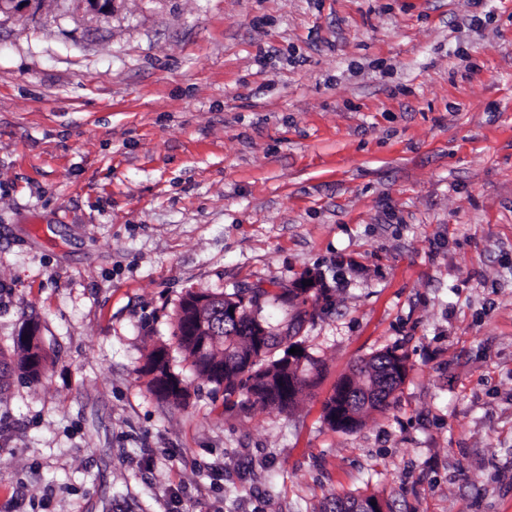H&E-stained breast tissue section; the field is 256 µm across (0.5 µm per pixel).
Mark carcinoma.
Returning a JSON list of instances; mask_svg holds the SVG:
<instances>
[{"label": "carcinoma", "mask_w": 512, "mask_h": 512, "mask_svg": "<svg viewBox=\"0 0 512 512\" xmlns=\"http://www.w3.org/2000/svg\"><path fill=\"white\" fill-rule=\"evenodd\" d=\"M250 295L242 308L239 323L224 325V303ZM195 292L189 291L182 299L175 317L174 336L185 358L196 371L219 388H224V403L243 397L265 407L285 410L296 402L288 395V365L284 357L288 349L300 345L298 333L304 322L303 313L273 326L259 312L260 294L238 289L223 294L224 300L213 305L209 312L213 335L203 338L195 335L191 301ZM267 330L261 345L254 341V329ZM404 357L391 350L373 355L368 365L359 368L360 381L353 392L334 390L326 405H336V412L346 414L352 410L364 416L370 410L381 409L397 387L384 381L386 367ZM46 356L34 334L19 338L17 359L11 361L0 354V392L9 377L19 371L39 381L45 374ZM141 372L149 376L148 388L156 396L182 404L188 397V388L178 374L171 371L169 354L163 345L155 346L146 355Z\"/></svg>", "instance_id": "cac0c4a2"}]
</instances>
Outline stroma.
Segmentation results:
<instances>
[{
  "mask_svg": "<svg viewBox=\"0 0 512 512\" xmlns=\"http://www.w3.org/2000/svg\"><path fill=\"white\" fill-rule=\"evenodd\" d=\"M328 284L290 410L224 407L190 290ZM0 512H512V0H46L0 10ZM167 345L190 390L140 369ZM392 350L389 407L337 381ZM34 333L20 336L16 361L8 360L0 354V393L7 385L9 377L16 371L39 381L45 374L46 356ZM141 372L151 376L148 388L156 396L176 405L186 401L188 388L183 379L171 371L169 354L164 345L154 346L151 349ZM404 356L398 355L395 351L386 350L373 355L368 363L359 368L360 381L355 384V388L352 394L347 391L345 394L339 392V387L343 379L336 385L333 395L328 399L325 404V410L331 405L336 412L343 413L346 415L348 412H352L356 408V413L359 419L356 420L355 424L351 427H342V431H352L358 427L362 421L363 416L369 410L381 409L387 405L386 400L400 387L403 383L406 375V367L404 374L400 379V384L394 386L384 381L386 375V367L393 363V361H403ZM368 365L372 369V372L368 370ZM376 387V390H373ZM366 393H373L374 399L370 401L368 407L365 404Z\"/></svg>",
  "mask_w": 512,
  "mask_h": 512,
  "instance_id": "obj_1",
  "label": "stroma"
}]
</instances>
